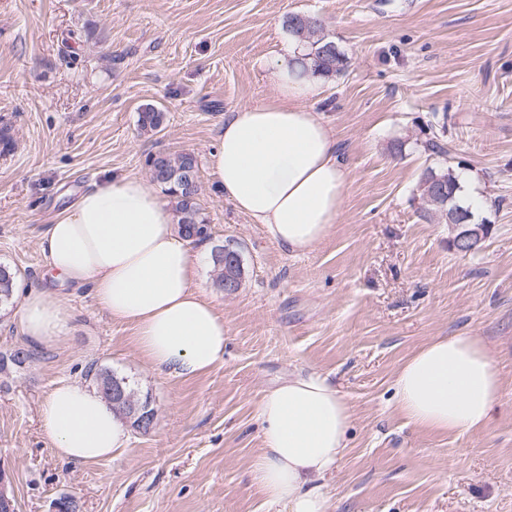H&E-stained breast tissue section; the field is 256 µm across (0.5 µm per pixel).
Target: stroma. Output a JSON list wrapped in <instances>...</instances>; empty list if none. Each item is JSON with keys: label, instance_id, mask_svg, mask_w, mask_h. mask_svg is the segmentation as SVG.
<instances>
[{"label": "stroma", "instance_id": "35a3bbf8", "mask_svg": "<svg viewBox=\"0 0 512 512\" xmlns=\"http://www.w3.org/2000/svg\"><path fill=\"white\" fill-rule=\"evenodd\" d=\"M323 19L349 58L305 99L350 168L342 214L311 252L293 255L217 187L211 154L231 108L275 99L288 16ZM151 104L165 128L140 133ZM447 120L445 163L486 203L481 249L423 216L432 116ZM0 263L21 289L69 298L71 327L22 366L0 370V466L18 512H286L252 481L258 404L312 370L340 386L348 449L321 481L327 512H512V0H0ZM402 142L401 153L392 143ZM194 153L211 245L243 257L241 287L202 284L224 318V361L191 379L160 375L131 325L84 290L48 279L38 239L49 220L108 176L148 181V154ZM493 349L502 409L479 432L408 424L393 381L438 336ZM111 368L150 394L155 420L126 450L78 466L58 459L38 420L59 381L89 385Z\"/></svg>", "mask_w": 512, "mask_h": 512}]
</instances>
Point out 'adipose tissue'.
<instances>
[{"label": "adipose tissue", "mask_w": 512, "mask_h": 512, "mask_svg": "<svg viewBox=\"0 0 512 512\" xmlns=\"http://www.w3.org/2000/svg\"><path fill=\"white\" fill-rule=\"evenodd\" d=\"M289 45L273 66L275 100L232 109L212 155L217 184L240 213L264 225L294 254L313 250L337 223L350 171L329 128L303 104L315 90ZM51 271L86 289L112 320L131 324L153 370L189 378L224 361V318L199 281L206 253L184 237L159 195L134 177H106L53 216L39 238ZM66 298L27 290L21 331L49 347L67 333ZM408 423L443 433L485 429L500 407L501 381L478 336L437 337L411 355L393 382ZM261 452L252 465L268 503L288 512H327L315 478L336 470L352 417L340 389L312 372L265 392L258 406ZM42 430L67 462H100L126 447L129 428L98 390L53 388L40 407Z\"/></svg>", "instance_id": "1"}]
</instances>
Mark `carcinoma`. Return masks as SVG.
Listing matches in <instances>:
<instances>
[{
	"mask_svg": "<svg viewBox=\"0 0 512 512\" xmlns=\"http://www.w3.org/2000/svg\"><path fill=\"white\" fill-rule=\"evenodd\" d=\"M288 30L305 48L302 58V72L312 71L315 75L332 76L342 74L348 64V57L338 50L336 43L323 33L320 18L309 15H292L288 18ZM166 116L161 109L149 105L138 112V128L143 133H159L163 130ZM431 137L425 141L424 150L436 157L445 155L444 146L439 141L440 129L437 125H429ZM146 166L151 181L163 187L170 198L172 209L177 218V226L181 234L187 238L201 240L206 233L207 219L199 203L200 184L198 180V165L194 154L181 152L177 154L150 153L146 158ZM430 170L445 177L444 192L437 193L429 184L427 172ZM418 189L420 197L428 206V214L441 220H448L450 204L457 203L461 186L453 170L443 165L427 167L422 172ZM221 249L213 254V263L217 268L215 284L219 288L227 286L232 279L241 284L243 267L224 264L220 257ZM16 271L7 265L0 264V308L14 304ZM97 389L101 390L107 399H112V385L119 384L125 390L128 400L116 407V410L132 421V426L142 433L150 431L149 425L138 424L139 417L131 413L132 407L140 408L144 413H154L149 394L141 395L133 389L126 378L118 376L108 368L91 369L87 371Z\"/></svg>",
	"mask_w": 512,
	"mask_h": 512,
	"instance_id": "1",
	"label": "carcinoma"
}]
</instances>
